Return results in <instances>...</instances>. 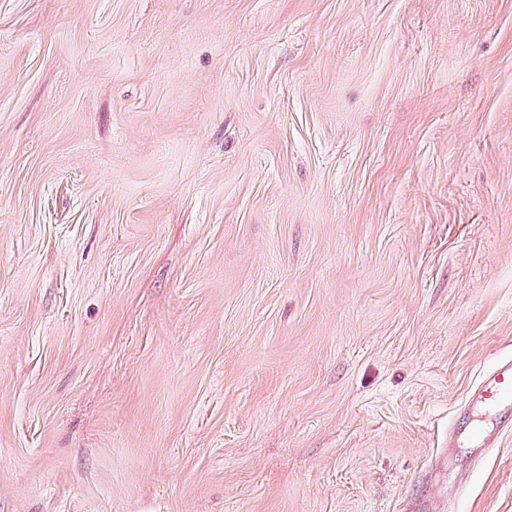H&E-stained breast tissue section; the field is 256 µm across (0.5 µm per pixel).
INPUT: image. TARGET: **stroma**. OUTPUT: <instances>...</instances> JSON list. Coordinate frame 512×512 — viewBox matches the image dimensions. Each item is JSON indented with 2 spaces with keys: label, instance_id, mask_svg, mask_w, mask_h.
I'll return each mask as SVG.
<instances>
[{
  "label": "stroma",
  "instance_id": "1",
  "mask_svg": "<svg viewBox=\"0 0 512 512\" xmlns=\"http://www.w3.org/2000/svg\"><path fill=\"white\" fill-rule=\"evenodd\" d=\"M512 0H0V512H512ZM470 398L481 405L512 406V356L499 360L482 377Z\"/></svg>",
  "mask_w": 512,
  "mask_h": 512
}]
</instances>
